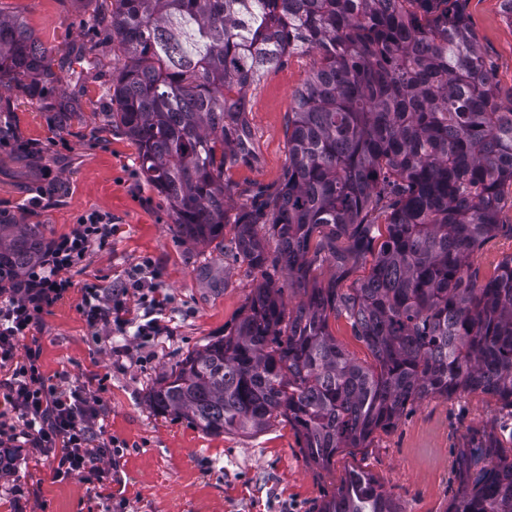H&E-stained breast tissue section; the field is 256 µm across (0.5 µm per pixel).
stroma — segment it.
<instances>
[{"label": "stroma", "instance_id": "1", "mask_svg": "<svg viewBox=\"0 0 512 512\" xmlns=\"http://www.w3.org/2000/svg\"><path fill=\"white\" fill-rule=\"evenodd\" d=\"M0 10L20 15L44 45L65 55L57 81L39 97L22 85L0 90V214L38 225L48 240L69 233L88 211L115 226L111 244L90 254L72 273V288L44 314L39 370L50 382L97 396L100 425L122 445L119 456L104 458L101 484L54 478L49 459L19 449L0 482V512H318L353 470L373 474L404 512H446L457 492L459 448L468 434L499 422V403L484 393L415 403L377 430L369 447L345 449L325 469L306 462L288 423L214 436L148 402L163 373L223 336L245 311L254 282L234 258L235 224L242 206L267 201L283 180L288 110L316 55L285 57L251 91L253 158L228 173L234 196L223 248L202 247L173 231L166 202L141 175L135 145L107 120L113 57L89 10L77 0H0ZM464 11L499 98L512 100V21L500 0H465ZM511 254L512 235L497 233L470 256L467 273L485 281ZM145 257L160 273L156 286L169 298L172 328L151 347L148 363L137 348L110 349L79 312L84 283L112 287Z\"/></svg>", "mask_w": 512, "mask_h": 512}]
</instances>
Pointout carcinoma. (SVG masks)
Returning a JSON list of instances; mask_svg holds the SVG:
<instances>
[{
  "mask_svg": "<svg viewBox=\"0 0 512 512\" xmlns=\"http://www.w3.org/2000/svg\"><path fill=\"white\" fill-rule=\"evenodd\" d=\"M89 20L110 35L108 122L187 242L224 246L226 172L252 157L248 93L286 55L318 56L288 113L279 192L244 206L236 261L259 281L243 317L190 351L149 394L159 413L202 431L256 434L281 419L306 461L328 466L429 397L480 391L499 431L460 449L450 512H512V255L479 283L473 251L503 225L512 188V105L503 106L462 0H102ZM52 50L0 12V89L52 75ZM387 213L378 241L372 215ZM348 245L336 249V238ZM277 246L269 258L266 242ZM37 224L0 223V285L43 255ZM329 262L337 279L309 285ZM364 279L338 287L349 266ZM302 292L292 308L269 266ZM347 317L372 362L329 331ZM318 512H404L365 472L349 473Z\"/></svg>",
  "mask_w": 512,
  "mask_h": 512,
  "instance_id": "1",
  "label": "carcinoma"
}]
</instances>
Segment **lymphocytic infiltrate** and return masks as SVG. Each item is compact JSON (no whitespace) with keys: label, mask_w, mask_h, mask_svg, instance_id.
Wrapping results in <instances>:
<instances>
[{"label":"lymphocytic infiltrate","mask_w":512,"mask_h":512,"mask_svg":"<svg viewBox=\"0 0 512 512\" xmlns=\"http://www.w3.org/2000/svg\"><path fill=\"white\" fill-rule=\"evenodd\" d=\"M113 231L111 219L99 212L80 215L69 233L51 239L22 287L0 289V370L10 375L1 398L12 412L0 422V449H31L50 459L60 479L100 480V464L116 442L91 430L101 415L99 399L46 382L28 342L44 311L72 288L71 271L109 245ZM157 278L151 260L141 259L111 289L84 284L79 311L91 329L142 345L154 342L171 331L165 320L168 299L157 288Z\"/></svg>","instance_id":"f902f5d3"}]
</instances>
